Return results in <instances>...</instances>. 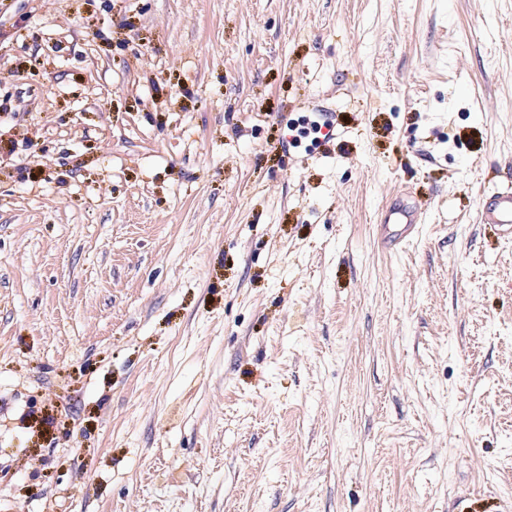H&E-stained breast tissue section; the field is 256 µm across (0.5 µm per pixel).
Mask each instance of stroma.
Masks as SVG:
<instances>
[{
  "label": "stroma",
  "instance_id": "obj_1",
  "mask_svg": "<svg viewBox=\"0 0 512 512\" xmlns=\"http://www.w3.org/2000/svg\"><path fill=\"white\" fill-rule=\"evenodd\" d=\"M507 185L512 0H0V512H512ZM480 221L483 224H497L512 235V187L501 188L483 194L480 208ZM421 210L413 191L395 194L382 207L379 219L381 244L389 249L405 245L418 233Z\"/></svg>",
  "mask_w": 512,
  "mask_h": 512
}]
</instances>
